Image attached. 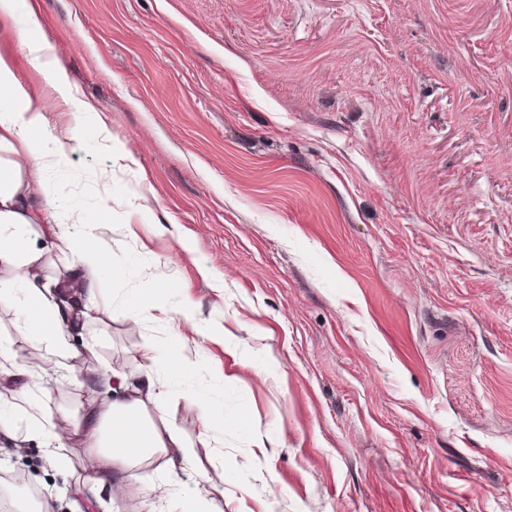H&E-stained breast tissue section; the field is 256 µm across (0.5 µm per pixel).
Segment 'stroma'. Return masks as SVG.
Listing matches in <instances>:
<instances>
[{"mask_svg": "<svg viewBox=\"0 0 512 512\" xmlns=\"http://www.w3.org/2000/svg\"><path fill=\"white\" fill-rule=\"evenodd\" d=\"M38 22L112 119L111 152L85 126L52 176L114 258L73 365L131 376L181 337L167 412L196 459L166 498L145 465L89 497L71 422L112 395L38 370L6 297L0 338L65 442L0 413V504L512 512V0H41ZM37 275L81 280L66 250ZM151 284L169 312L116 315Z\"/></svg>", "mask_w": 512, "mask_h": 512, "instance_id": "35a3bbf8", "label": "stroma"}]
</instances>
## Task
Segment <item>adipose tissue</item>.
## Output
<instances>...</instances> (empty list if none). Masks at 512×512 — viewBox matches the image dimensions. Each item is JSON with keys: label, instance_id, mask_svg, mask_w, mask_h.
I'll return each mask as SVG.
<instances>
[{"label": "adipose tissue", "instance_id": "adipose-tissue-1", "mask_svg": "<svg viewBox=\"0 0 512 512\" xmlns=\"http://www.w3.org/2000/svg\"><path fill=\"white\" fill-rule=\"evenodd\" d=\"M35 22L36 0H0V23L12 27L40 78L38 88L24 85L0 56V267L9 273L0 279V295L12 297L23 330L43 342L44 364L66 370L77 354L73 340L84 331L85 314L60 289L38 287L31 273L46 254L45 244L67 241L85 269L80 291L95 305L98 273L112 258L92 225H62L68 206L52 190L48 174L65 155L67 143L47 133L46 114L65 104L74 127L92 122L104 132L108 123L97 103L78 96L51 41L33 34ZM182 349V343H171L164 357L143 368L138 384L117 372L101 379L111 401L89 409L84 423L72 429L93 464L90 492L109 488L122 493L127 470L148 461L159 474L192 468L195 452L183 430L168 421L165 406V390L184 364ZM45 393L39 384L28 387L24 405L12 408L14 423L7 435L20 428L56 440V427L42 409Z\"/></svg>", "mask_w": 512, "mask_h": 512}]
</instances>
